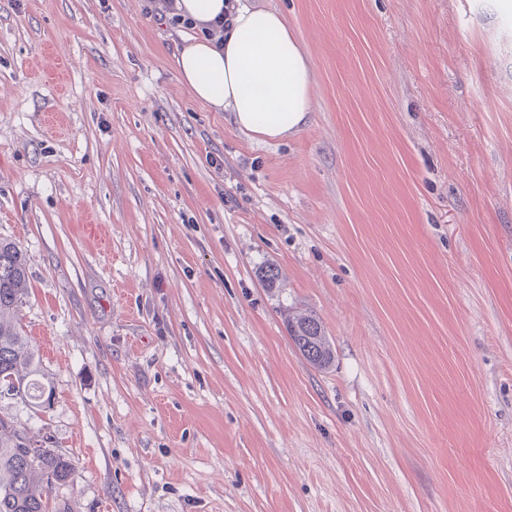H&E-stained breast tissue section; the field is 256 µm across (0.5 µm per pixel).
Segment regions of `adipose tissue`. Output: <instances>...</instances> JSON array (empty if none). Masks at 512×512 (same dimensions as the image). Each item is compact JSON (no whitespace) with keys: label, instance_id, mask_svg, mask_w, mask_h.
<instances>
[{"label":"adipose tissue","instance_id":"obj_1","mask_svg":"<svg viewBox=\"0 0 512 512\" xmlns=\"http://www.w3.org/2000/svg\"><path fill=\"white\" fill-rule=\"evenodd\" d=\"M191 20L176 57L179 80L197 101L231 113L236 127L265 142L295 134L313 110L310 59L286 18L247 0H175ZM230 26L223 45L202 36L220 15Z\"/></svg>","mask_w":512,"mask_h":512}]
</instances>
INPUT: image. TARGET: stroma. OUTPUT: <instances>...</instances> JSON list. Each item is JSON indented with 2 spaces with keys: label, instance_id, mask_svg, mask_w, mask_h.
Segmentation results:
<instances>
[{
  "label": "stroma",
  "instance_id": "obj_1",
  "mask_svg": "<svg viewBox=\"0 0 512 512\" xmlns=\"http://www.w3.org/2000/svg\"><path fill=\"white\" fill-rule=\"evenodd\" d=\"M251 2L311 59L282 140L190 97L152 0H0V238L53 391L0 416L71 512H512V0ZM287 325L294 346L311 366L323 369L332 364L335 358L333 344L314 314L288 312Z\"/></svg>",
  "mask_w": 512,
  "mask_h": 512
}]
</instances>
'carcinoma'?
Masks as SVG:
<instances>
[{"label":"carcinoma","instance_id":"cac0c4a2","mask_svg":"<svg viewBox=\"0 0 512 512\" xmlns=\"http://www.w3.org/2000/svg\"><path fill=\"white\" fill-rule=\"evenodd\" d=\"M25 255L15 243L0 240V396H17L42 407L50 389L37 379L40 367L15 322L16 309L27 291ZM288 333L294 346L313 367L332 364L335 350L320 320L312 313H290ZM37 440L14 421L0 416V512H68L58 500L59 487L74 475L70 459Z\"/></svg>","mask_w":512,"mask_h":512}]
</instances>
